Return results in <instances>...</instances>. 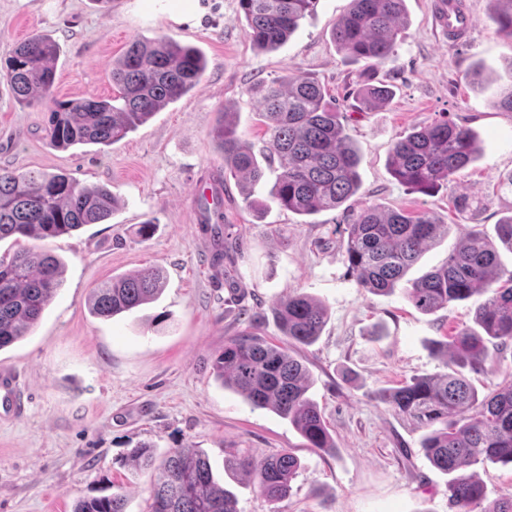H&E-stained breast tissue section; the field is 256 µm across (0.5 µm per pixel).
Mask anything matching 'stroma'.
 <instances>
[{
  "mask_svg": "<svg viewBox=\"0 0 512 512\" xmlns=\"http://www.w3.org/2000/svg\"><path fill=\"white\" fill-rule=\"evenodd\" d=\"M196 2L188 15L181 0H0V59L20 40L50 35L60 47L52 95L61 101L112 97V61L136 38L192 45L207 59L188 95L109 146H51L46 106L20 105L0 80V169L63 173L83 186H106L118 202L102 224L0 241L2 258L23 246L61 258L66 268L39 323L0 350V369L16 373L29 397L22 418L0 421V512H72L79 499L117 491L126 512H145L154 476L125 463L141 443L160 455L182 446L203 452L239 512H456L447 475L420 446L423 429L378 394L443 372L430 346L471 324L472 305L425 315L404 287L368 293L349 276L341 243L352 208L363 202L434 215L448 234L413 267L415 278L444 263L471 230L456 198L481 203L479 222L489 233L512 212V193L499 185L512 171V112L494 104L512 79V39L496 31L493 0H466L474 29L460 44L436 27L435 0H406L396 50L375 73L395 96L371 112L356 100L366 63L339 52L331 37L351 0H317L272 52L253 45L238 0ZM291 73L316 79L341 112L360 158L361 187L349 207L300 216L272 201L270 169L253 194L265 206L259 214L231 178L221 233L213 235L196 220L195 196L199 184L224 171L214 134L220 114L234 113L238 134L262 148L268 136L258 89ZM445 116L472 130L480 156L435 195L411 192L391 176L390 150ZM146 221L154 230L145 239L137 229ZM220 237L234 258L223 271L211 265ZM149 266L164 276L156 302L109 319L91 315L94 288ZM296 289L327 310L313 344L289 346L310 374L309 395L334 441L326 452L307 448L286 419L252 408L212 369L225 340L248 330L243 309L259 316L263 338L285 345L273 309ZM158 315L166 318L161 331L153 325ZM282 450L301 469L277 503L226 466Z\"/></svg>",
  "mask_w": 512,
  "mask_h": 512,
  "instance_id": "stroma-1",
  "label": "stroma"
}]
</instances>
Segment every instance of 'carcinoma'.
<instances>
[{
	"mask_svg": "<svg viewBox=\"0 0 512 512\" xmlns=\"http://www.w3.org/2000/svg\"><path fill=\"white\" fill-rule=\"evenodd\" d=\"M317 0H239L252 42L264 50L280 47L311 14ZM497 32L512 37V0H497ZM405 0H351L336 21L333 42L349 57L373 70L394 52ZM59 47L34 35L18 43L0 62L17 99L29 105L51 101L46 133L50 144L67 149L81 144L111 145L146 123L156 112L188 94L201 80L205 59L200 50L164 38L132 40L112 63L118 94L102 99H50ZM260 121L269 139L255 152L237 132L232 114L221 113L215 138L224 172L238 179L245 198L264 179L263 162H277L270 190L283 209L301 216L341 207L360 188L359 156L325 100L321 85L291 73L260 91ZM393 89L367 83L358 91L366 109L390 103ZM473 132L449 119L436 120L398 139L389 155L394 179L409 191L430 196L458 170L475 160ZM117 202L105 186H81L65 174L0 171V241L47 239L70 234L86 224L109 219ZM496 239L471 230L446 261L411 280L406 295L423 314H434L457 301L473 307V325L458 330L437 352L447 371L413 378L385 391L381 398L400 414L428 429L422 439L428 460L451 476L450 504L457 512L487 499L474 467L512 463V374L481 396L465 373L480 371L488 344L512 342V272L502 278L499 250L512 252V215L495 225ZM448 226L426 212L417 214L364 204L348 225L343 248L348 270L366 291L388 293L404 279L421 255ZM64 264L50 254L21 249L0 259V350L27 336L60 289ZM162 290L159 269L112 279L94 289L90 311L109 319L155 301ZM287 343L310 345L326 322L325 306L304 293H293L277 306ZM222 384L256 409L288 420L313 450L332 447L320 409L308 395L310 377L288 349L246 333L224 342L213 362ZM129 464L153 470L148 512H238L235 496L215 481L207 457L189 446L158 457L150 444L130 450ZM236 469L246 473L270 502L288 496L300 469L288 451L263 458L244 457ZM125 495L82 498L73 512H126Z\"/></svg>",
	"mask_w": 512,
	"mask_h": 512,
	"instance_id": "carcinoma-1",
	"label": "carcinoma"
}]
</instances>
